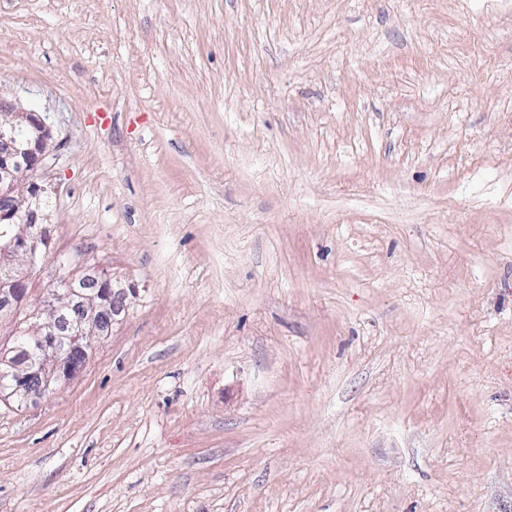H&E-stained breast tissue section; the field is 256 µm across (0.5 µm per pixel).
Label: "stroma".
<instances>
[{
    "label": "stroma",
    "instance_id": "stroma-1",
    "mask_svg": "<svg viewBox=\"0 0 512 512\" xmlns=\"http://www.w3.org/2000/svg\"><path fill=\"white\" fill-rule=\"evenodd\" d=\"M0 98L139 290L0 512H512V0H0Z\"/></svg>",
    "mask_w": 512,
    "mask_h": 512
}]
</instances>
